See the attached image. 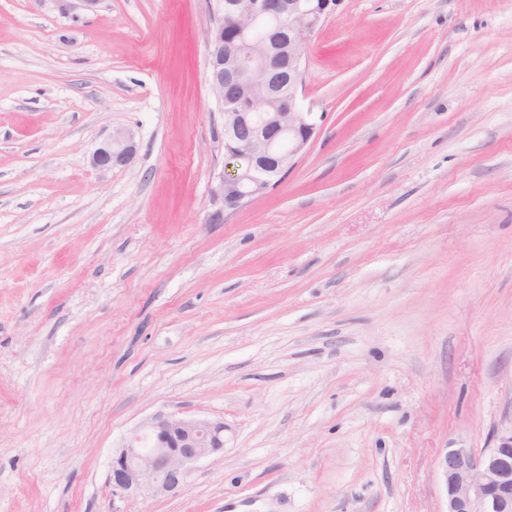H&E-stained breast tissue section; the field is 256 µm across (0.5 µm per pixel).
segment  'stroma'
Listing matches in <instances>:
<instances>
[{"mask_svg": "<svg viewBox=\"0 0 512 512\" xmlns=\"http://www.w3.org/2000/svg\"><path fill=\"white\" fill-rule=\"evenodd\" d=\"M222 7L0 0V512H444V449L512 429V0H343L315 139L236 209ZM169 414L223 455L113 502ZM136 143L131 133L117 131L112 138L104 142L91 157V164L100 171H110L126 166L136 154Z\"/></svg>", "mask_w": 512, "mask_h": 512, "instance_id": "obj_1", "label": "stroma"}]
</instances>
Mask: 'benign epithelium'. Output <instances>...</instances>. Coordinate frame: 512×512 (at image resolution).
<instances>
[{
    "label": "benign epithelium",
    "instance_id": "1",
    "mask_svg": "<svg viewBox=\"0 0 512 512\" xmlns=\"http://www.w3.org/2000/svg\"><path fill=\"white\" fill-rule=\"evenodd\" d=\"M342 0H224L208 32V81L224 102V208L235 209L273 189L315 137L314 113L299 103L306 76L303 40ZM267 28L263 40L253 37ZM136 143L118 131L91 157L100 171L131 162ZM224 453V422L160 415L112 454V497L173 492L195 462ZM447 512H512V431L491 448L446 449L438 462Z\"/></svg>",
    "mask_w": 512,
    "mask_h": 512
}]
</instances>
